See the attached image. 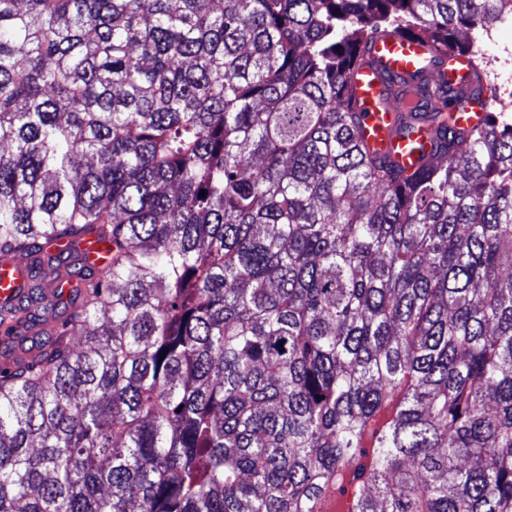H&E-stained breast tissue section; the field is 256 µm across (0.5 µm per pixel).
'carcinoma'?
Listing matches in <instances>:
<instances>
[{"mask_svg": "<svg viewBox=\"0 0 512 512\" xmlns=\"http://www.w3.org/2000/svg\"><path fill=\"white\" fill-rule=\"evenodd\" d=\"M508 14L0 0V512H512V117L425 87L409 174L349 86ZM11 267L6 270L0 269V305L14 301L22 289V280L17 272L12 273Z\"/></svg>", "mask_w": 512, "mask_h": 512, "instance_id": "1", "label": "carcinoma"}]
</instances>
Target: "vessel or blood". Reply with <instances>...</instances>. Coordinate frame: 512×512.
<instances>
[{
  "label": "vessel or blood",
  "mask_w": 512,
  "mask_h": 512,
  "mask_svg": "<svg viewBox=\"0 0 512 512\" xmlns=\"http://www.w3.org/2000/svg\"><path fill=\"white\" fill-rule=\"evenodd\" d=\"M367 57L351 81L366 113L369 140L406 170H414L415 153L407 141L392 134L397 114L417 110L423 83H441L455 92L469 90L474 80L471 59L466 54L438 55L426 43L396 38L373 41ZM21 286L17 274L0 269V305L14 301Z\"/></svg>",
  "instance_id": "obj_1"
}]
</instances>
